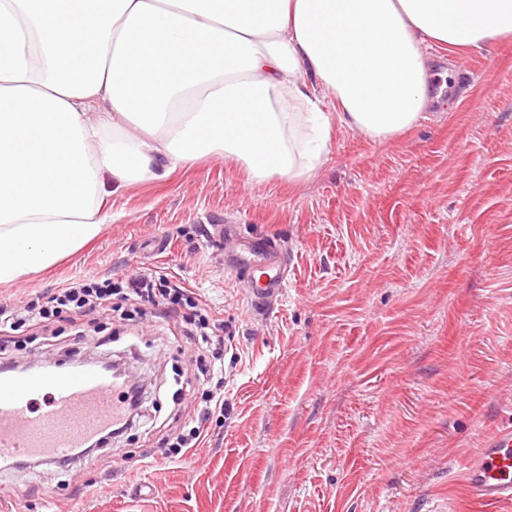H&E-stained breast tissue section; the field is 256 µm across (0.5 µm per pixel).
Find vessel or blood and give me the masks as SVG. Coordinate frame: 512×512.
Returning a JSON list of instances; mask_svg holds the SVG:
<instances>
[{
	"label": "vessel or blood",
	"mask_w": 512,
	"mask_h": 512,
	"mask_svg": "<svg viewBox=\"0 0 512 512\" xmlns=\"http://www.w3.org/2000/svg\"><path fill=\"white\" fill-rule=\"evenodd\" d=\"M235 276L249 285L251 299L269 304L288 283L274 244L252 243L232 259ZM118 392L96 365L0 372V460H70L116 418ZM471 492L492 504H512V427L465 461Z\"/></svg>",
	"instance_id": "obj_1"
}]
</instances>
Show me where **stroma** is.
I'll list each match as a JSON object with an SVG mask.
<instances>
[{
    "mask_svg": "<svg viewBox=\"0 0 512 512\" xmlns=\"http://www.w3.org/2000/svg\"><path fill=\"white\" fill-rule=\"evenodd\" d=\"M428 57L440 101L412 130H333L300 183L207 161L119 188L95 240L0 286L16 305L108 269L163 273L224 324V414L198 455L156 470L148 456L207 389L178 319L95 314L81 337L10 351L115 361L131 348L146 394L135 426L89 457L0 461L22 512H486L461 471L512 424V40ZM228 224L277 241L288 288L272 309L230 271Z\"/></svg>",
    "mask_w": 512,
    "mask_h": 512,
    "instance_id": "35a3bbf8",
    "label": "stroma"
}]
</instances>
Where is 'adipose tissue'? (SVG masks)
Masks as SVG:
<instances>
[{
  "mask_svg": "<svg viewBox=\"0 0 512 512\" xmlns=\"http://www.w3.org/2000/svg\"><path fill=\"white\" fill-rule=\"evenodd\" d=\"M511 36L512 0H0V285L96 239L106 185L204 160L304 181L333 123L418 125L428 47Z\"/></svg>",
  "mask_w": 512,
  "mask_h": 512,
  "instance_id": "1",
  "label": "adipose tissue"
}]
</instances>
